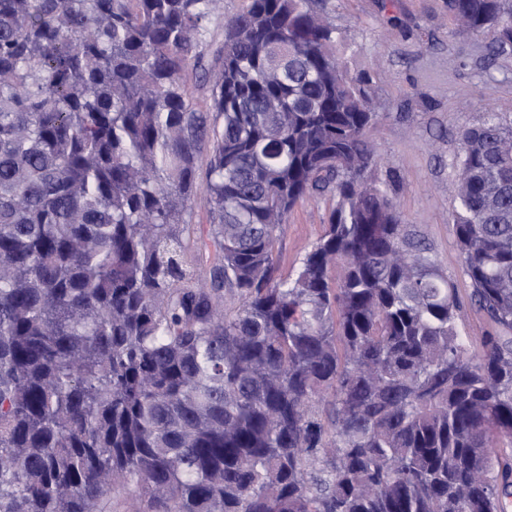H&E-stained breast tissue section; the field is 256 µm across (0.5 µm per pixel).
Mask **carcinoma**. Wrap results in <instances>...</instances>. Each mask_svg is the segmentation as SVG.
Returning <instances> with one entry per match:
<instances>
[{"label": "carcinoma", "mask_w": 512, "mask_h": 512, "mask_svg": "<svg viewBox=\"0 0 512 512\" xmlns=\"http://www.w3.org/2000/svg\"><path fill=\"white\" fill-rule=\"evenodd\" d=\"M218 4L0 0V512H508L512 129L487 113L455 159L472 351L336 29L247 0L214 70ZM448 5L512 51V0ZM333 200L304 199L288 217L276 244L279 272L293 273L299 261L309 252L324 232ZM486 326L485 319L480 314L469 309L459 321V330L462 336L468 337L473 351L479 349L480 337L483 335Z\"/></svg>", "instance_id": "1"}]
</instances>
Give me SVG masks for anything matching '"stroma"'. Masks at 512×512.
<instances>
[{
    "instance_id": "1",
    "label": "stroma",
    "mask_w": 512,
    "mask_h": 512,
    "mask_svg": "<svg viewBox=\"0 0 512 512\" xmlns=\"http://www.w3.org/2000/svg\"><path fill=\"white\" fill-rule=\"evenodd\" d=\"M367 72L379 120L366 132L382 157L404 223L430 243L460 296L470 292L454 235V195L463 127L497 113L512 126V54L495 55L492 34L460 32L448 0H317ZM331 198L301 201L276 244L281 274L294 272L324 232Z\"/></svg>"
}]
</instances>
